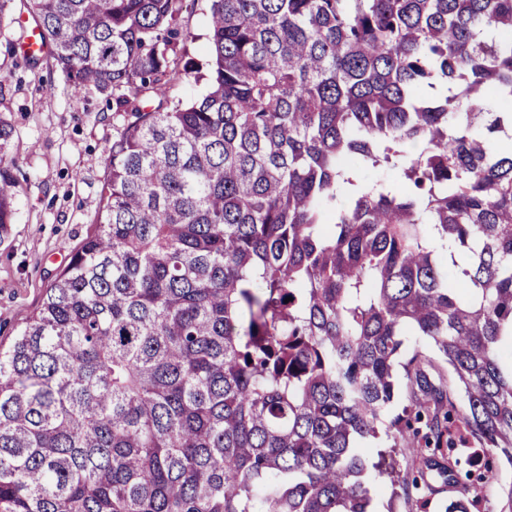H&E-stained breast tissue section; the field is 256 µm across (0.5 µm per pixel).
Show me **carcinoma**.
<instances>
[{"label":"carcinoma","mask_w":512,"mask_h":512,"mask_svg":"<svg viewBox=\"0 0 512 512\" xmlns=\"http://www.w3.org/2000/svg\"><path fill=\"white\" fill-rule=\"evenodd\" d=\"M24 0L123 126L98 215L0 346V512H369L401 448L512 464V0ZM0 120V241L14 178ZM385 169L386 182L359 172ZM209 10V0H185L179 15L182 30L190 35L181 65L188 61L201 73H205L209 58ZM194 75L195 74L187 80H182L170 85L167 96L174 100H186L204 95L208 88L207 81L204 79L195 80ZM415 350L425 351L427 355L433 360L436 368H426L431 378H437V372L439 371L443 375L447 385L448 380L450 381V373L448 372L447 365L438 359L430 343L426 339L420 338L418 336H407L398 358V380L400 390L393 406L385 414L383 417V422L379 426V439L375 440L373 445L374 448H371V453L375 458H377L376 453L378 450H388V448L393 445V438L387 436L392 434L391 432L390 434L387 433L390 422L397 415H403V408L410 403L408 391L406 389L407 380L405 378L404 364L411 358Z\"/></svg>","instance_id":"obj_1"}]
</instances>
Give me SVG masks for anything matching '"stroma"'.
<instances>
[{
	"label": "stroma",
	"instance_id": "stroma-1",
	"mask_svg": "<svg viewBox=\"0 0 512 512\" xmlns=\"http://www.w3.org/2000/svg\"><path fill=\"white\" fill-rule=\"evenodd\" d=\"M209 0H184L179 24L187 33L184 59L205 69L209 58ZM20 0L0 15V117L13 128L6 158L15 167L14 222L0 242V343L9 344L37 308L47 285L66 265L96 221L112 141L122 116L89 91L75 98L49 59L29 64L13 54L23 28L31 27ZM402 473H424L426 489L392 498L388 478L371 480L372 512H500L512 466L496 464L486 487L463 493L447 472L427 467L410 449H399Z\"/></svg>",
	"mask_w": 512,
	"mask_h": 512
}]
</instances>
